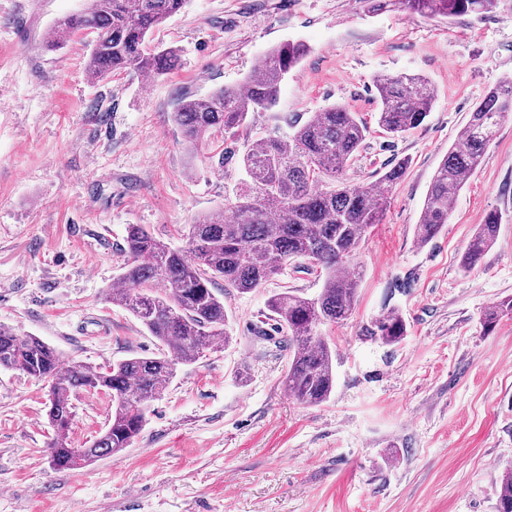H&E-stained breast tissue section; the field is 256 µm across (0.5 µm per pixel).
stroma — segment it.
Here are the masks:
<instances>
[{"mask_svg": "<svg viewBox=\"0 0 512 512\" xmlns=\"http://www.w3.org/2000/svg\"><path fill=\"white\" fill-rule=\"evenodd\" d=\"M86 0H0V324L36 336L64 361L107 369L157 344L107 294L126 261L128 225L172 247L189 224L233 198L248 141L291 134L331 104L371 130L350 183L405 158L381 223L350 268L355 309L323 326L336 389L304 406L282 384L287 355L257 336L268 297L317 294L320 271L286 268L248 293L224 292L228 346L178 365L130 448L74 471L49 463L44 381L0 367V512H496L512 468V315L485 330L484 310L512 297V115L430 243L418 244L431 178L474 105L512 76V0L454 24L365 0H188L155 30L174 70L89 81L92 38L47 43ZM309 48L278 102L237 140L188 150L171 114L180 97L243 83L275 46ZM427 78L436 102L399 138L375 128L376 74ZM499 212L497 241L472 271L460 259L477 224ZM398 311L402 341L365 339ZM73 446L90 445L111 398L73 399Z\"/></svg>", "mask_w": 512, "mask_h": 512, "instance_id": "35a3bbf8", "label": "stroma"}]
</instances>
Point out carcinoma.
Here are the masks:
<instances>
[{
	"label": "carcinoma",
	"mask_w": 512,
	"mask_h": 512,
	"mask_svg": "<svg viewBox=\"0 0 512 512\" xmlns=\"http://www.w3.org/2000/svg\"><path fill=\"white\" fill-rule=\"evenodd\" d=\"M187 0H88L85 9L58 25L65 33L88 32L93 47L85 70L92 81L128 69L159 76L178 60L172 48L150 44L153 30L179 12ZM406 8L434 18L482 14L496 0H401ZM308 53L288 40L272 48L240 87H225L204 98L178 100L172 120L189 148L207 134L231 137L255 112L271 110L280 84ZM379 104L377 124L399 137L423 124L435 102L429 82L417 75L379 74L373 78ZM512 111V77L491 87L469 113L448 155L436 169L415 225L426 244L448 223L449 203L480 164L484 151ZM368 133L367 125L343 105H331L295 125L286 139H262L246 147V174L235 200L194 221L186 247L176 249L143 225L130 224L127 260L109 300L130 312L157 340L158 353L133 355L103 371L78 362L62 365L60 354L35 336H18L0 325V367L48 382V417L55 428L49 447L57 470L82 468L130 447L143 430L150 403L173 377L176 365L195 361L217 341L229 344V317L217 285L240 293L259 287L295 259L325 270L312 297L285 289L267 300L266 319L288 351L283 385L299 403L329 400L336 384V353L320 327L347 319L354 310L357 280L349 270L369 229L380 222L389 192L408 166L402 159L377 181L353 185L345 176ZM498 213L490 212L463 253L464 271L478 265L496 242ZM512 314V298L489 307L486 330ZM406 323L397 312L371 322L362 335L386 344L399 342ZM101 390L112 397V417L87 448L68 437L72 397L79 390ZM497 512H512V470L502 476Z\"/></svg>",
	"instance_id": "obj_1"
}]
</instances>
